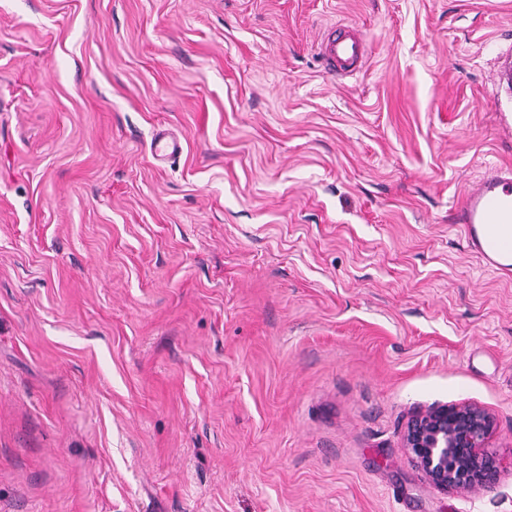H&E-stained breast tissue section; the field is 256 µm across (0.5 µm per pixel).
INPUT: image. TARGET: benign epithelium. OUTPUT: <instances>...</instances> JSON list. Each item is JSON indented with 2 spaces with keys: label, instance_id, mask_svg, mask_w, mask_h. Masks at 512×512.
Masks as SVG:
<instances>
[{
  "label": "benign epithelium",
  "instance_id": "obj_1",
  "mask_svg": "<svg viewBox=\"0 0 512 512\" xmlns=\"http://www.w3.org/2000/svg\"><path fill=\"white\" fill-rule=\"evenodd\" d=\"M494 418L484 409L454 403L409 420L403 448L412 464L438 489L468 494L491 487L502 467L490 449Z\"/></svg>",
  "mask_w": 512,
  "mask_h": 512
}]
</instances>
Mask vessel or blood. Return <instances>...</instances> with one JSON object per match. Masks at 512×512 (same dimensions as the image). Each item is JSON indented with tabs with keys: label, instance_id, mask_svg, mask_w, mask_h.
<instances>
[{
	"label": "vessel or blood",
	"instance_id": "b4317fda",
	"mask_svg": "<svg viewBox=\"0 0 512 512\" xmlns=\"http://www.w3.org/2000/svg\"><path fill=\"white\" fill-rule=\"evenodd\" d=\"M330 72L358 73L368 58L366 40L355 33L327 35L318 44ZM454 221L463 226L475 252L492 270L512 275V168L491 166L467 185L454 204Z\"/></svg>",
	"mask_w": 512,
	"mask_h": 512
}]
</instances>
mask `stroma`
<instances>
[{"instance_id": "obj_1", "label": "stroma", "mask_w": 512, "mask_h": 512, "mask_svg": "<svg viewBox=\"0 0 512 512\" xmlns=\"http://www.w3.org/2000/svg\"><path fill=\"white\" fill-rule=\"evenodd\" d=\"M504 119L512 0H0V512H512L402 446L466 402L512 457V277L448 221ZM318 50L328 70L341 77L358 73L368 58L367 41L357 33L328 34L318 43Z\"/></svg>"}]
</instances>
